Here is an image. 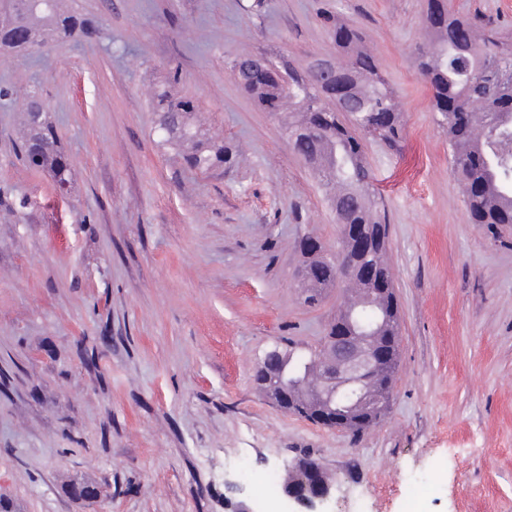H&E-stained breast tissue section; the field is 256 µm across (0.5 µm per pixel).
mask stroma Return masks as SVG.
Masks as SVG:
<instances>
[{
    "mask_svg": "<svg viewBox=\"0 0 512 512\" xmlns=\"http://www.w3.org/2000/svg\"><path fill=\"white\" fill-rule=\"evenodd\" d=\"M426 0H66L100 32L0 52V503L7 512H226L228 484L297 455L334 479L326 512H512V227L472 224L448 135L415 66ZM512 38V0H448ZM360 27L398 95L399 146L364 139L389 219L399 306L393 399L375 427L329 431L267 402L274 347L316 346L300 243L336 247L314 173L237 84L240 56L306 72L333 18ZM195 101L235 161L201 174L160 143L152 91ZM36 92L69 193L16 150ZM98 497L80 496L84 487Z\"/></svg>",
    "mask_w": 512,
    "mask_h": 512,
    "instance_id": "stroma-1",
    "label": "stroma"
}]
</instances>
